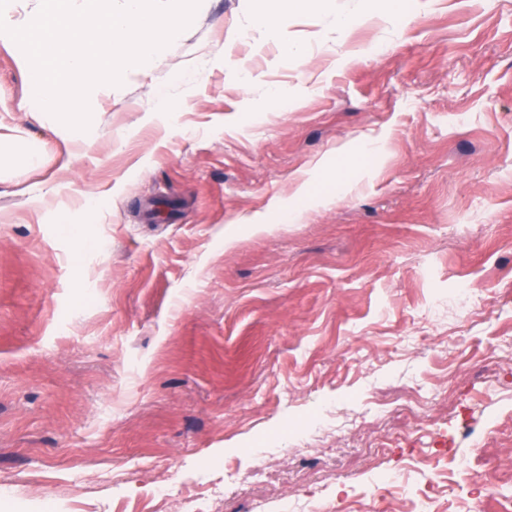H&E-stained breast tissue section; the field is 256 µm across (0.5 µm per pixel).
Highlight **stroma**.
I'll return each instance as SVG.
<instances>
[{
  "mask_svg": "<svg viewBox=\"0 0 512 512\" xmlns=\"http://www.w3.org/2000/svg\"><path fill=\"white\" fill-rule=\"evenodd\" d=\"M266 6L201 0L86 142L0 34V171L43 155L0 181L5 512H164L163 478L383 512L381 469L512 512V0H309L279 38Z\"/></svg>",
  "mask_w": 512,
  "mask_h": 512,
  "instance_id": "1",
  "label": "stroma"
}]
</instances>
